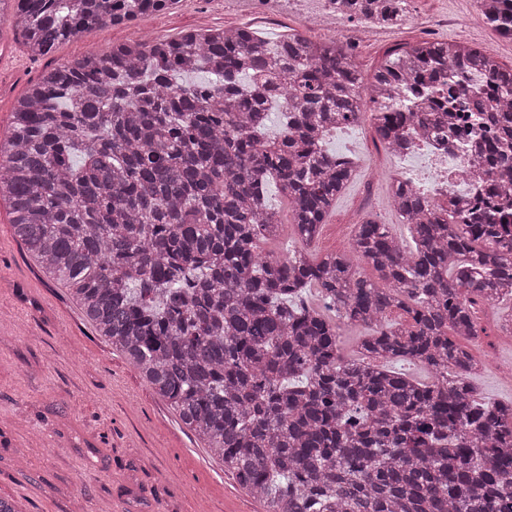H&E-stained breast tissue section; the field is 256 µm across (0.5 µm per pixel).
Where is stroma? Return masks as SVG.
Returning a JSON list of instances; mask_svg holds the SVG:
<instances>
[{
    "label": "stroma",
    "instance_id": "35a3bbf8",
    "mask_svg": "<svg viewBox=\"0 0 512 512\" xmlns=\"http://www.w3.org/2000/svg\"><path fill=\"white\" fill-rule=\"evenodd\" d=\"M418 23L368 32L340 21L307 30L333 37L353 54L364 81L398 49L423 41L456 40L493 46L512 66V39L478 16V0H414ZM469 26H458L461 16ZM250 26L274 42L303 28L295 13L268 19L223 15L211 0L175 4L130 24L88 30L44 57L29 54L17 38L11 15L0 16V141L12 131V108L40 77L89 51L106 53L129 41L178 38L189 29ZM356 166L352 183L336 202L314 253H343L361 218L392 225L407 237L391 204L393 171L426 173L425 156L395 157L377 139L370 122L354 125L342 142ZM9 204L0 200V497L21 512H264L243 492L223 464L183 427L175 413L118 351L97 335L60 282L48 277L21 248L10 224ZM501 329L480 319L466 346L497 368L472 378L478 396L512 401V347H492Z\"/></svg>",
    "mask_w": 512,
    "mask_h": 512
}]
</instances>
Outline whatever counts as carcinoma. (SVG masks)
<instances>
[{
    "instance_id": "carcinoma-1",
    "label": "carcinoma",
    "mask_w": 512,
    "mask_h": 512,
    "mask_svg": "<svg viewBox=\"0 0 512 512\" xmlns=\"http://www.w3.org/2000/svg\"><path fill=\"white\" fill-rule=\"evenodd\" d=\"M174 2L0 0V14L43 57ZM480 11L512 34V0ZM445 110L478 139L480 191L499 203L467 213L398 179L412 245L366 217L349 252L313 253L355 177L324 148L328 126L369 118L391 151L429 129L454 148ZM271 180L287 218L264 202ZM0 198L26 252L265 512H512V403L475 398L477 361L454 340L477 336L479 302L512 301V68L492 53L425 41L368 85L343 44L301 32L271 48L236 27L87 53L17 100ZM286 223L287 253L264 251ZM313 288L321 308L301 300ZM396 309L408 320L387 322ZM358 327L373 333L348 358L343 329Z\"/></svg>"
}]
</instances>
